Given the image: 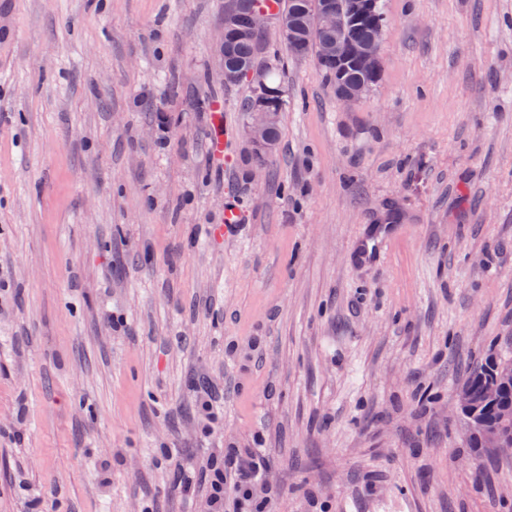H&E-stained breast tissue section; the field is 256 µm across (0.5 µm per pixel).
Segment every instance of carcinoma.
<instances>
[{
	"label": "carcinoma",
	"mask_w": 512,
	"mask_h": 512,
	"mask_svg": "<svg viewBox=\"0 0 512 512\" xmlns=\"http://www.w3.org/2000/svg\"><path fill=\"white\" fill-rule=\"evenodd\" d=\"M351 0H283L279 13L291 15L304 30L302 45L286 43L291 54L297 58L311 57L314 59L320 73L335 87V91L343 88L362 86L371 88L376 85L382 74L381 62L373 66H363L348 52L349 47H358L375 38L378 28L384 26L385 15L380 4L376 3L372 11L355 15L350 8ZM330 5L336 11V16L344 33L342 41L344 51L340 57H329L324 52V43L328 35L321 32L316 24V18L322 9ZM226 8L235 11L239 28H244L253 12L260 10L259 0H228ZM261 51V36L231 35L227 40V51L224 64L229 67L245 69L259 66ZM285 90L281 83L267 81L266 110L282 112L285 105ZM501 361L489 357L469 377L477 401L473 409V417L492 424L496 421L500 405L512 402V389L502 388L496 395H483L484 383L488 380Z\"/></svg>",
	"instance_id": "cac0c4a2"
}]
</instances>
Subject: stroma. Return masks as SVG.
<instances>
[{"label": "stroma", "mask_w": 512, "mask_h": 512, "mask_svg": "<svg viewBox=\"0 0 512 512\" xmlns=\"http://www.w3.org/2000/svg\"><path fill=\"white\" fill-rule=\"evenodd\" d=\"M380 2L349 108L268 22L262 168L224 0H0V512H208L225 448L271 512H512L456 404L512 361V0ZM267 73V81H266ZM249 81L254 85L251 98L247 99L242 106V112H250L243 122V136L253 147L254 151L270 152L274 148L272 131L279 120V113L285 105V90L281 82L268 80L270 71L250 68L245 72ZM244 76V77H246ZM267 82V106L266 110L272 112H260L257 106L256 88H262ZM279 136V123L274 131L275 142Z\"/></svg>", "instance_id": "stroma-1"}]
</instances>
